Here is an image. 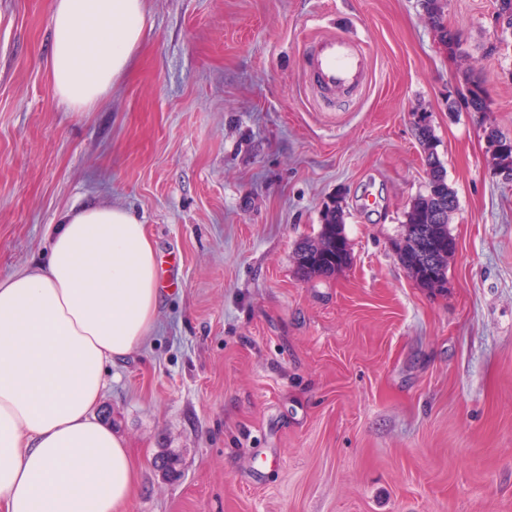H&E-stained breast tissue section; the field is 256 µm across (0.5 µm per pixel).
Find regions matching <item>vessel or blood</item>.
<instances>
[{
    "mask_svg": "<svg viewBox=\"0 0 512 512\" xmlns=\"http://www.w3.org/2000/svg\"><path fill=\"white\" fill-rule=\"evenodd\" d=\"M302 60L318 93L362 86L368 79L365 54L350 37L328 35L306 45Z\"/></svg>",
    "mask_w": 512,
    "mask_h": 512,
    "instance_id": "b4317fda",
    "label": "vessel or blood"
}]
</instances>
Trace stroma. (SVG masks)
<instances>
[{
  "instance_id": "1",
  "label": "stroma",
  "mask_w": 512,
  "mask_h": 512,
  "mask_svg": "<svg viewBox=\"0 0 512 512\" xmlns=\"http://www.w3.org/2000/svg\"><path fill=\"white\" fill-rule=\"evenodd\" d=\"M129 70L94 109L48 79L51 0H0V277L74 205L147 224L176 279L97 411L125 440L122 512H512V34L496 0H145ZM353 35L367 83L316 96L301 54ZM474 69L486 111L467 108ZM425 112L457 207L445 290L394 243L428 192ZM340 202L348 265L296 251ZM447 0H424V10L431 23L440 33L442 43L448 50L458 52L462 43L461 37L445 25V5ZM487 140L494 148L493 156L497 167L512 171V138L505 136L495 128H490Z\"/></svg>"
}]
</instances>
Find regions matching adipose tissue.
Returning a JSON list of instances; mask_svg holds the SVG:
<instances>
[{
    "instance_id": "obj_1",
    "label": "adipose tissue",
    "mask_w": 512,
    "mask_h": 512,
    "mask_svg": "<svg viewBox=\"0 0 512 512\" xmlns=\"http://www.w3.org/2000/svg\"><path fill=\"white\" fill-rule=\"evenodd\" d=\"M144 0H53L57 101L95 107L138 49ZM157 250L120 205L62 216L34 267L0 278V512H119L136 488L123 439L98 418L110 362L158 311Z\"/></svg>"
}]
</instances>
